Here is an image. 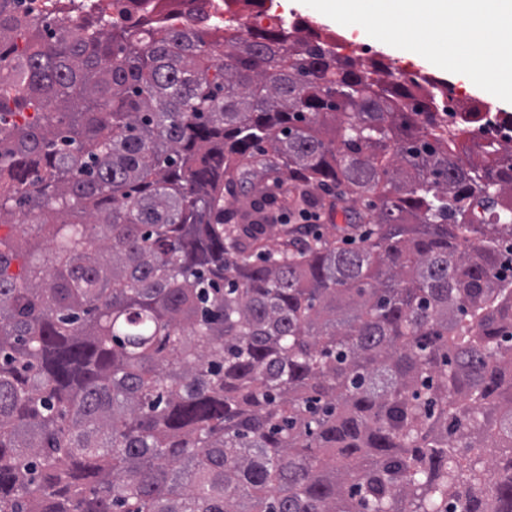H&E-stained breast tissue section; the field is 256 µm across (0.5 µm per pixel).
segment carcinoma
<instances>
[{
    "label": "carcinoma",
    "mask_w": 512,
    "mask_h": 512,
    "mask_svg": "<svg viewBox=\"0 0 512 512\" xmlns=\"http://www.w3.org/2000/svg\"><path fill=\"white\" fill-rule=\"evenodd\" d=\"M141 2L0 0V512H512V120ZM319 196H322L324 198V202L326 203V209L323 210V216H324V224H321V231L328 237H332L336 235V239L339 238L341 233L339 232L340 227L345 226V213L343 207H351V203H342L340 201H335L336 207L333 212L329 213L327 206L328 202L332 200L331 197L325 195L321 191L316 192ZM334 224L336 225V229L334 228Z\"/></svg>",
    "instance_id": "obj_1"
}]
</instances>
